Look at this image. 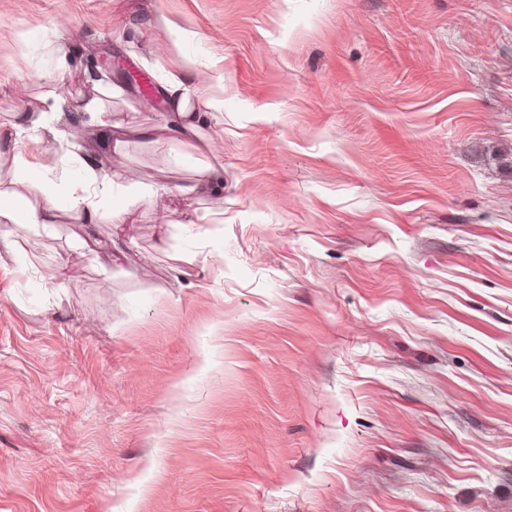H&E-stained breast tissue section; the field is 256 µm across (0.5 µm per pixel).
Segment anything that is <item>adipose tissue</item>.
I'll list each match as a JSON object with an SVG mask.
<instances>
[{"mask_svg":"<svg viewBox=\"0 0 512 512\" xmlns=\"http://www.w3.org/2000/svg\"><path fill=\"white\" fill-rule=\"evenodd\" d=\"M200 75L193 62L177 69H161L160 82L172 107L170 122L154 128L156 138L165 139L171 134H189L199 130L203 112L216 111L213 100H197L195 89ZM35 148L30 152H17L14 156V190H0V224H30L49 228L54 224L58 211H68L72 217L84 224H98L111 220L114 209L103 207L97 199L94 185L103 172L91 159H82L84 172L81 183L68 192H60L54 183L43 180V173L69 165V156L61 155L42 146V137H34ZM35 189L42 197L41 204H21L18 201V186Z\"/></svg>","mask_w":512,"mask_h":512,"instance_id":"ef3b65f1","label":"adipose tissue"}]
</instances>
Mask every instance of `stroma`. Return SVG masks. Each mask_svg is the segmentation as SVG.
Masks as SVG:
<instances>
[{
  "label": "stroma",
  "mask_w": 512,
  "mask_h": 512,
  "mask_svg": "<svg viewBox=\"0 0 512 512\" xmlns=\"http://www.w3.org/2000/svg\"><path fill=\"white\" fill-rule=\"evenodd\" d=\"M105 53L210 76L219 188ZM24 113L120 214L0 224V512H512V0H0ZM207 153L205 159L197 167V180L193 184L180 186L178 190L183 195L196 194L222 184L224 175V161L222 154L215 150L211 142H207Z\"/></svg>",
  "instance_id": "35a3bbf8"
}]
</instances>
